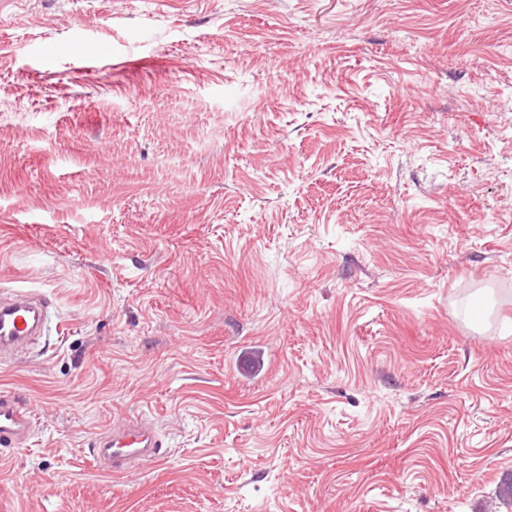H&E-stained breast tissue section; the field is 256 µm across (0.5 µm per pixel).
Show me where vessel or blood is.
Returning <instances> with one entry per match:
<instances>
[{
  "label": "vessel or blood",
  "mask_w": 512,
  "mask_h": 512,
  "mask_svg": "<svg viewBox=\"0 0 512 512\" xmlns=\"http://www.w3.org/2000/svg\"><path fill=\"white\" fill-rule=\"evenodd\" d=\"M49 301L26 288L0 292V353H9L42 336ZM34 415L15 394L0 392V445L20 449L33 432ZM162 439L151 420L137 417L94 433L89 454L96 467L119 476L162 456Z\"/></svg>",
  "instance_id": "obj_1"
}]
</instances>
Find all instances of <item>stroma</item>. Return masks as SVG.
Instances as JSON below:
<instances>
[{
  "label": "stroma",
  "mask_w": 512,
  "mask_h": 512,
  "mask_svg": "<svg viewBox=\"0 0 512 512\" xmlns=\"http://www.w3.org/2000/svg\"><path fill=\"white\" fill-rule=\"evenodd\" d=\"M16 285L0 512H512V0H0ZM46 296L26 288L2 290L0 294V353H9L42 336L50 306ZM34 415L15 394L0 392V444L6 448L27 446L33 432ZM162 446L152 421L137 417L94 433L89 454L98 469L120 476L140 463L161 458Z\"/></svg>",
  "instance_id": "stroma-1"
}]
</instances>
